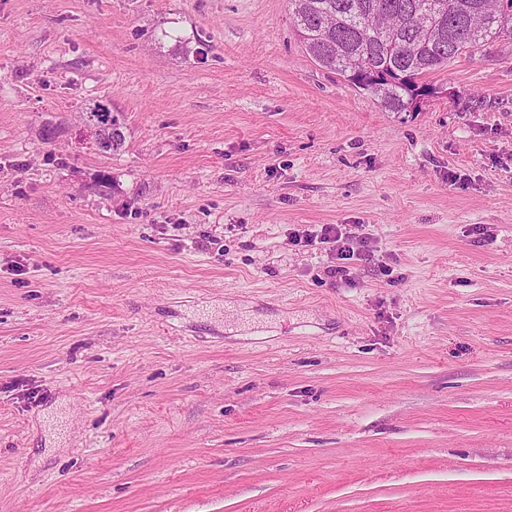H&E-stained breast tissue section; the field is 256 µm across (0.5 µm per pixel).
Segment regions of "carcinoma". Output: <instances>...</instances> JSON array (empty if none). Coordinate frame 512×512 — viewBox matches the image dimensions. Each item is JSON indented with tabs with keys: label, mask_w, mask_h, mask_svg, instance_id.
<instances>
[{
	"label": "carcinoma",
	"mask_w": 512,
	"mask_h": 512,
	"mask_svg": "<svg viewBox=\"0 0 512 512\" xmlns=\"http://www.w3.org/2000/svg\"><path fill=\"white\" fill-rule=\"evenodd\" d=\"M289 0L293 24L322 68L373 95L390 112L416 103L422 79L465 54L512 37V0ZM119 114L100 135L124 143Z\"/></svg>",
	"instance_id": "cac0c4a2"
}]
</instances>
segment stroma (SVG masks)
<instances>
[{
    "label": "stroma",
    "instance_id": "35a3bbf8",
    "mask_svg": "<svg viewBox=\"0 0 512 512\" xmlns=\"http://www.w3.org/2000/svg\"><path fill=\"white\" fill-rule=\"evenodd\" d=\"M428 81L288 0H0V512H512V40ZM122 128L123 123H121L119 114L113 113L112 127L100 130L99 136L106 138L109 142L108 151H116L123 145L125 136ZM108 142L106 140H99V147L102 151H106L108 149ZM341 225L326 224L322 225L320 234L314 231H308L305 235L296 236L295 242L297 244L304 243V246H316V245H328L329 250L337 251L343 260H351L354 256L358 257V260H362L361 254L355 253V250L349 246V241L353 240V236L349 232H342L340 229Z\"/></svg>",
    "mask_w": 512,
    "mask_h": 512
}]
</instances>
